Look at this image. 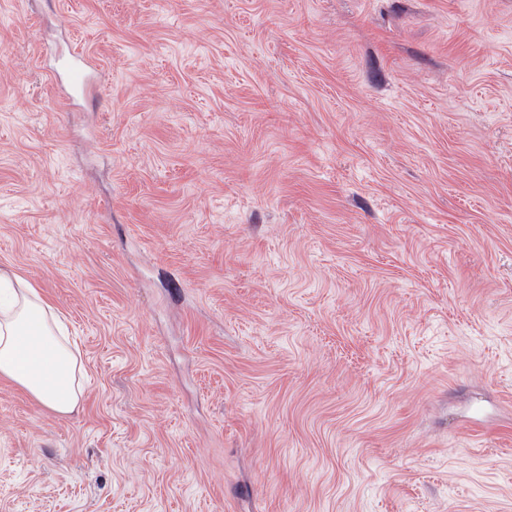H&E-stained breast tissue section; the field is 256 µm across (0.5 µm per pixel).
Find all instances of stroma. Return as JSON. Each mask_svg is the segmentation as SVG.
I'll list each match as a JSON object with an SVG mask.
<instances>
[{
    "label": "stroma",
    "instance_id": "1",
    "mask_svg": "<svg viewBox=\"0 0 512 512\" xmlns=\"http://www.w3.org/2000/svg\"><path fill=\"white\" fill-rule=\"evenodd\" d=\"M0 267V512H512V0H0ZM66 77L71 90L89 95L97 92V86L93 80V64L84 53L78 52L73 56L67 67ZM0 288V375L56 413L73 414L84 389L64 324L19 273L0 268Z\"/></svg>",
    "mask_w": 512,
    "mask_h": 512
}]
</instances>
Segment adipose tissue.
<instances>
[{"label": "adipose tissue", "instance_id": "adipose-tissue-1", "mask_svg": "<svg viewBox=\"0 0 512 512\" xmlns=\"http://www.w3.org/2000/svg\"><path fill=\"white\" fill-rule=\"evenodd\" d=\"M64 325L36 286L0 268V376L27 389L42 405L73 414L84 393Z\"/></svg>", "mask_w": 512, "mask_h": 512}]
</instances>
